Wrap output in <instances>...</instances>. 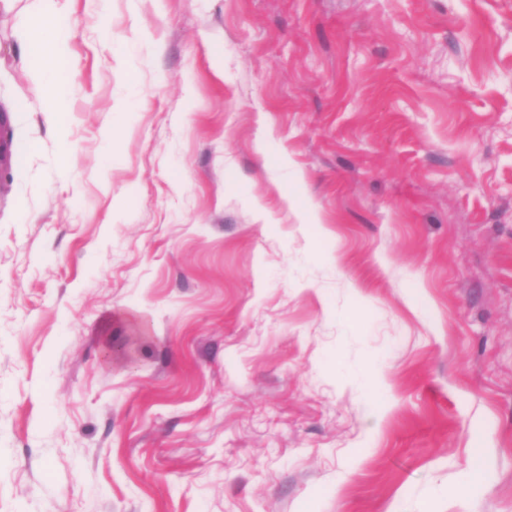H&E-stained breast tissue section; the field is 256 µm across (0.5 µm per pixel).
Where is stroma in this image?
<instances>
[{
	"label": "stroma",
	"instance_id": "1",
	"mask_svg": "<svg viewBox=\"0 0 512 512\" xmlns=\"http://www.w3.org/2000/svg\"><path fill=\"white\" fill-rule=\"evenodd\" d=\"M0 12V512H512V0ZM304 186L321 216L302 223ZM31 1L34 3V13L45 21V26L40 38L27 43L20 62L28 68L32 85L44 92L48 103L43 112H47L49 122L55 124L60 121L61 102L67 86L57 80L56 72L46 65V60L61 61L69 58L73 32L64 23L60 0ZM483 459V449L475 448L471 452V480L459 487L456 491L458 504L462 509L460 512H471L469 503L472 496L474 485L479 481L481 476V467Z\"/></svg>",
	"mask_w": 512,
	"mask_h": 512
}]
</instances>
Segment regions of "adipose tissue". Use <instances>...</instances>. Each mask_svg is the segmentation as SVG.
Wrapping results in <instances>:
<instances>
[{"instance_id": "obj_1", "label": "adipose tissue", "mask_w": 512, "mask_h": 512, "mask_svg": "<svg viewBox=\"0 0 512 512\" xmlns=\"http://www.w3.org/2000/svg\"><path fill=\"white\" fill-rule=\"evenodd\" d=\"M33 7L45 26L40 38L27 43L20 62L28 68L32 85L44 92L47 115L50 122L55 123L60 119L61 102L67 87L58 81L50 63L68 58L73 32L64 22L59 0H33Z\"/></svg>"}]
</instances>
